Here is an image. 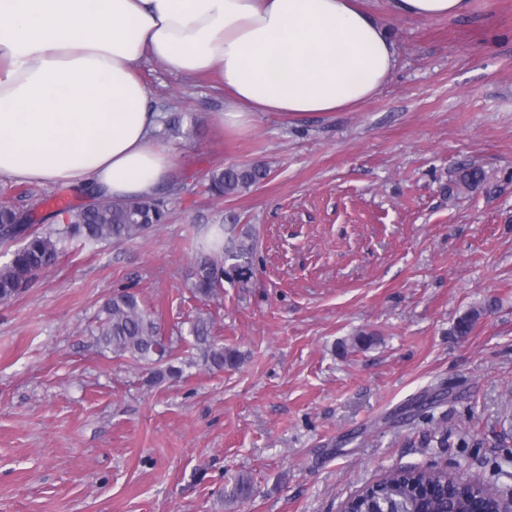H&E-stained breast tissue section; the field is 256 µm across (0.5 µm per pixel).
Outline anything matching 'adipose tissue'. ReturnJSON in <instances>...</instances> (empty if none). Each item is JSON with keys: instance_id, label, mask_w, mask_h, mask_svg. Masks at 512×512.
<instances>
[{"instance_id": "1", "label": "adipose tissue", "mask_w": 512, "mask_h": 512, "mask_svg": "<svg viewBox=\"0 0 512 512\" xmlns=\"http://www.w3.org/2000/svg\"><path fill=\"white\" fill-rule=\"evenodd\" d=\"M147 57L188 79L218 72L231 127L357 106L398 61L351 0H0V179L154 196L174 160L138 74Z\"/></svg>"}]
</instances>
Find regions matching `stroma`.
<instances>
[{
  "instance_id": "35a3bbf8",
  "label": "stroma",
  "mask_w": 512,
  "mask_h": 512,
  "mask_svg": "<svg viewBox=\"0 0 512 512\" xmlns=\"http://www.w3.org/2000/svg\"><path fill=\"white\" fill-rule=\"evenodd\" d=\"M393 34L396 72L372 99L327 115L261 112L220 127L224 90L154 59L139 74L175 162L170 218L115 245L65 243L0 302V512H339L385 472L430 462L512 486V0L458 17H400L356 0ZM269 175L216 200L217 166ZM481 167L477 189H453ZM35 208L86 192L0 181ZM208 224L258 240V271L193 298V245ZM138 292L168 336L212 316L236 369L158 384L94 336L104 301ZM477 317L467 336L457 320ZM372 335L367 348L355 346ZM447 386L433 420L418 397ZM448 433L444 448L425 436ZM242 503L224 499L239 476Z\"/></svg>"
}]
</instances>
